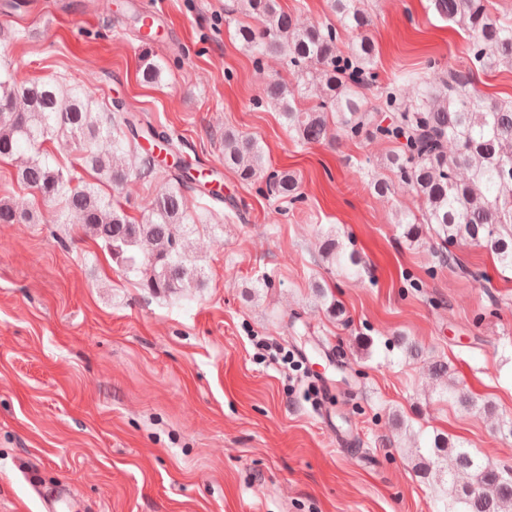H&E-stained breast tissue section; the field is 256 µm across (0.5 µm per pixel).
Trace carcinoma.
Listing matches in <instances>:
<instances>
[{"instance_id":"carcinoma-1","label":"carcinoma","mask_w":512,"mask_h":512,"mask_svg":"<svg viewBox=\"0 0 512 512\" xmlns=\"http://www.w3.org/2000/svg\"><path fill=\"white\" fill-rule=\"evenodd\" d=\"M236 2L241 12L259 21L257 27H237L240 45L251 51L257 64L269 54L283 56L298 79L294 88L277 82L266 85L256 104L282 112L295 140L303 145L323 141L332 120L352 140L368 136L399 142L400 152L388 159L395 181L374 178L371 185L381 195L399 185L418 197L422 217L399 220L405 237L416 238L419 224H428L442 242L481 245L501 266L512 269V104L488 102L470 90L479 74L512 70V23L491 9L490 0H433L440 17L470 34L469 65L448 70L440 87H428L409 101L388 87L374 108L368 107L363 93L375 77L376 65L375 44L364 35L371 19L361 8L363 0H331L340 23L363 33L347 53L338 48L339 27L331 22L299 27L278 0ZM160 75V66L144 56L142 82L153 84ZM97 82L93 74L83 86L70 88L62 82L19 81L9 69L0 70V160L17 162V180L25 188L44 200L63 202L66 223L98 240L121 271L139 278L141 287L157 295L202 287L203 273L190 255L193 225L184 190L211 183V173L178 167L140 222L130 218L120 202L106 199L98 184L122 186L132 173L156 174L141 141L160 140L173 150L179 144L118 104L107 117ZM311 85L318 91V102L302 110L297 99ZM382 112L396 116L386 124L380 119ZM62 137L81 143V166L92 171L97 182L71 187V173L44 148ZM103 139L110 141V148L99 152L94 144ZM224 166L243 182L265 175L267 191L277 197L292 203L302 199L296 177L270 169L253 138L224 133ZM39 222L34 211L0 200V224ZM319 252L333 265H360L354 255L343 257L331 236L321 241ZM449 398L463 408L495 411L456 387ZM415 453L418 473L448 484L451 505L458 506L454 512H512L511 468L491 466L440 434Z\"/></svg>"}]
</instances>
